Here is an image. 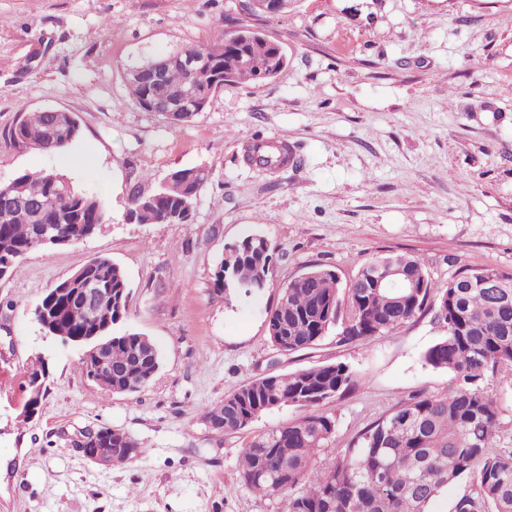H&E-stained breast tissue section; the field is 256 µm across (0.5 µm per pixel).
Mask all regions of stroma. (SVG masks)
<instances>
[{"label": "stroma", "instance_id": "stroma-1", "mask_svg": "<svg viewBox=\"0 0 512 512\" xmlns=\"http://www.w3.org/2000/svg\"><path fill=\"white\" fill-rule=\"evenodd\" d=\"M254 26L287 57L272 79L224 87L175 125L129 96L130 68L219 32ZM72 112L80 137L47 154L0 144V183L36 170L101 197L110 219L78 243L27 256L0 279V512H276L241 486L251 435L302 416L285 406L234 434L200 411L263 374L343 362L358 388L326 402L325 458L417 393L447 391L424 351L446 330L432 313L372 341L326 336L279 354L266 330L277 288L322 264L351 280L368 258L419 257L436 284L459 270L512 272V0H296L254 18L238 0H0V135L21 112ZM283 143L294 163L246 164L248 143ZM208 181L188 224H131V188L169 170ZM258 233L276 249L272 288L225 300L210 281L225 245ZM106 256L131 290L124 329L147 336L160 367L135 394H105L80 349L46 336L34 308L87 260ZM50 371L35 418L17 424L24 371ZM495 449H512V378L491 379ZM107 426L143 443L105 468L71 446Z\"/></svg>", "mask_w": 512, "mask_h": 512}]
</instances>
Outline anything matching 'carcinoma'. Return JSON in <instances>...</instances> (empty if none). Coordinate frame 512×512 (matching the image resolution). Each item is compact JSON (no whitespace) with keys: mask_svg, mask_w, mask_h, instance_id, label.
Instances as JSON below:
<instances>
[{"mask_svg":"<svg viewBox=\"0 0 512 512\" xmlns=\"http://www.w3.org/2000/svg\"><path fill=\"white\" fill-rule=\"evenodd\" d=\"M212 63L208 73L170 69L162 84L127 76L140 108L153 100L166 104L186 88L206 103L226 86L262 80L279 64L275 48L260 30L242 27L218 34L207 44L173 51ZM80 135L75 114L24 112L4 144L58 152ZM247 162L272 170L288 163V152L269 153L256 145ZM208 175L199 167L169 171L150 193L132 189L125 216L135 224H188ZM10 208L0 217V275L16 274L26 257L44 249L43 224L58 225L62 244L83 240L109 219L105 202L76 189L64 176L47 171L20 175L0 184V201ZM275 247L250 234L225 247L212 273L217 293L249 296L274 287ZM388 262L403 270L407 288H375L367 277L373 265ZM110 289L98 318L75 317L66 306L78 276ZM494 277L501 287L473 284L460 288L435 284L422 260L410 254L373 257L358 269L352 287L340 285L336 271L315 265L279 288L266 310L270 342L281 355L316 346L335 333L341 343L373 340L414 321L425 311L446 326L447 336L423 355L435 369L453 373L459 386L442 394H423L368 423L343 450L321 461L336 431L325 402L354 390L358 377L344 363L317 364L287 373L256 377L212 406L201 419L215 433H238L267 411L283 406L305 410L300 418L253 435L239 454V481L277 503V512H435L434 504L460 482L469 490L456 497L453 512H512V452L491 449L499 409L484 386L494 374L512 376V273L494 269L463 271L459 276ZM130 289L122 269L95 256L53 285L35 308L44 333L72 344L107 342L112 348V392L132 394L145 388L159 369L153 342L138 333L115 332L128 313ZM112 447L121 449L115 465L142 453L143 444L109 427Z\"/></svg>","mask_w":512,"mask_h":512,"instance_id":"carcinoma-1","label":"carcinoma"}]
</instances>
